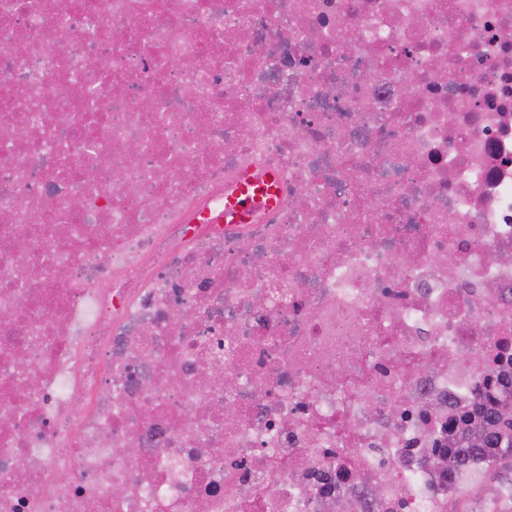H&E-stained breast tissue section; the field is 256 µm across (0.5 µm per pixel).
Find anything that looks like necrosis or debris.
<instances>
[{"mask_svg": "<svg viewBox=\"0 0 512 512\" xmlns=\"http://www.w3.org/2000/svg\"><path fill=\"white\" fill-rule=\"evenodd\" d=\"M510 389L512 0H0V512H448ZM275 178L272 175H264L261 179L251 180L241 185L238 191L232 195L226 203L224 219L228 216H243L251 210L255 202L261 197L272 204L275 194Z\"/></svg>", "mask_w": 512, "mask_h": 512, "instance_id": "obj_1", "label": "necrosis or debris"}]
</instances>
